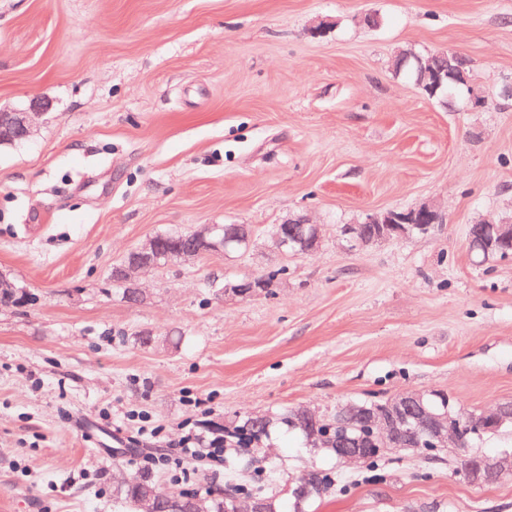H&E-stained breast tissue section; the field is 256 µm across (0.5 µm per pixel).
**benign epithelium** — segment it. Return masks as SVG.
Segmentation results:
<instances>
[{
    "label": "benign epithelium",
    "mask_w": 512,
    "mask_h": 512,
    "mask_svg": "<svg viewBox=\"0 0 512 512\" xmlns=\"http://www.w3.org/2000/svg\"><path fill=\"white\" fill-rule=\"evenodd\" d=\"M43 105L34 103L28 112L0 113V141L11 140L29 133L35 120L39 118L38 110ZM442 217L441 210L434 204H423L407 212L387 210L376 212L368 217V223L377 225L373 233L353 224L347 228L357 245L361 248L385 243L391 240H403L412 235L416 228L425 232L434 229V223ZM302 223L310 227L309 237L296 243L289 242L273 234L278 249L298 254H310L319 249L322 243L320 225L309 219ZM192 247L176 256L180 261L195 259L206 252H222L232 242H247L251 229L238 224L232 230H224L222 224H205L188 233ZM468 244L470 250L479 249L484 256H489L499 245H512V223L497 221L492 218L482 220L469 228ZM160 255L156 251L155 240L150 238L133 252L130 262L113 268L112 280L128 288L138 299L144 295L139 284V275L147 269L160 267ZM467 423H478L487 430H498L512 425V406L498 404L486 411H469L458 415ZM367 429L385 443L388 450H405L418 447L419 438L424 437L436 448H454L462 456V465L458 469L467 484L484 487L496 484L512 476V448H504L494 455L477 452L463 445L462 440L450 427L448 412L434 409L426 394L406 392L389 402L384 408H375L365 413ZM341 463L360 465L366 459V446L358 444L353 448H343L337 454Z\"/></svg>",
    "instance_id": "1"
}]
</instances>
